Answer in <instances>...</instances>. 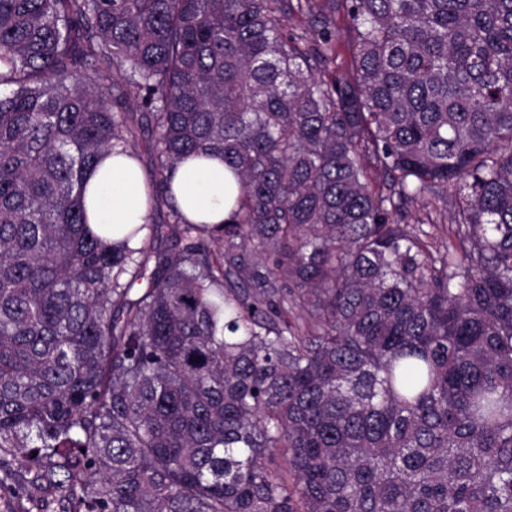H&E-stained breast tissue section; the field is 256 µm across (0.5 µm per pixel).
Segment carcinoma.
I'll return each instance as SVG.
<instances>
[{"mask_svg": "<svg viewBox=\"0 0 512 512\" xmlns=\"http://www.w3.org/2000/svg\"><path fill=\"white\" fill-rule=\"evenodd\" d=\"M114 97L149 200L220 154L232 221L89 228ZM0 473L5 512H512V0H0ZM339 27V42L336 46V61L330 64V70L341 71L347 69L351 64V53L348 38V23L342 14L337 16ZM408 210L409 211L406 214V217L404 218L403 221L405 224H410L411 226H420V223L424 222L425 224H423L422 226L424 230L434 233L436 237H438V241L440 239L444 241L446 232L443 233V231L440 230L441 226L432 227L431 224H429L432 222H436L437 224L440 225V222L443 220V217L439 216V211L436 212V210H433L431 207L425 208L420 203L411 206ZM429 212H431V214Z\"/></svg>", "mask_w": 512, "mask_h": 512, "instance_id": "1", "label": "carcinoma"}]
</instances>
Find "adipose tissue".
I'll return each instance as SVG.
<instances>
[{
  "mask_svg": "<svg viewBox=\"0 0 512 512\" xmlns=\"http://www.w3.org/2000/svg\"><path fill=\"white\" fill-rule=\"evenodd\" d=\"M171 194L185 219L194 224L230 221L240 182L221 156L180 161L171 178ZM88 222L111 241L125 239L147 221L146 181L135 159L109 156L90 177L86 190Z\"/></svg>",
  "mask_w": 512,
  "mask_h": 512,
  "instance_id": "adipose-tissue-1",
  "label": "adipose tissue"
}]
</instances>
